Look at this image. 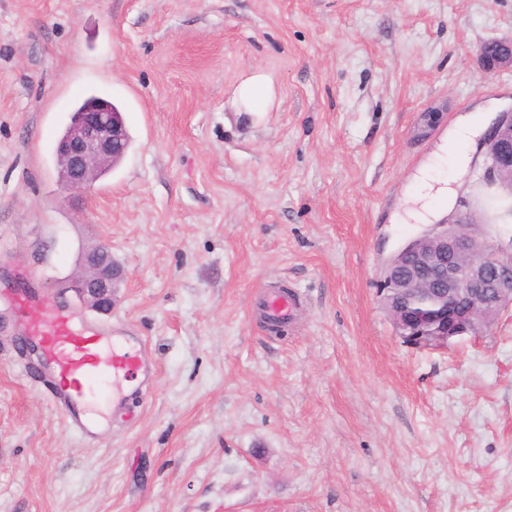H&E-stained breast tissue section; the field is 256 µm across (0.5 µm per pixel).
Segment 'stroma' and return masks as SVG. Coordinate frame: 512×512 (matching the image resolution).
<instances>
[{"instance_id":"stroma-1","label":"stroma","mask_w":512,"mask_h":512,"mask_svg":"<svg viewBox=\"0 0 512 512\" xmlns=\"http://www.w3.org/2000/svg\"><path fill=\"white\" fill-rule=\"evenodd\" d=\"M512 0H0V512H512V310L415 348L378 293L427 224L403 202L458 116L512 107ZM255 73L268 105L235 95ZM131 138L85 194L56 143L77 102ZM443 110L416 139L420 114ZM124 270L78 321L145 341L156 379L72 432L13 341L10 285L57 295L83 251ZM300 296L269 332V287ZM489 46L495 45L494 41L488 42ZM498 44L503 46L505 49L491 54L488 47H481L480 49V61L483 69L486 72H492L498 69L510 68L512 69V43L511 41H497Z\"/></svg>"}]
</instances>
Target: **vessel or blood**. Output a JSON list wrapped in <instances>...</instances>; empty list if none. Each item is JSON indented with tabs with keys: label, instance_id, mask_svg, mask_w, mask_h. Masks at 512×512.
Listing matches in <instances>:
<instances>
[{
	"label": "vessel or blood",
	"instance_id": "b4317fda",
	"mask_svg": "<svg viewBox=\"0 0 512 512\" xmlns=\"http://www.w3.org/2000/svg\"><path fill=\"white\" fill-rule=\"evenodd\" d=\"M17 312L23 340L36 343L49 365L45 392L81 436L93 438L94 430L79 409L103 384L123 397L143 399L156 370L145 359L142 342L119 331L76 325L73 315L48 296L19 300Z\"/></svg>",
	"mask_w": 512,
	"mask_h": 512
}]
</instances>
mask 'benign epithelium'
Segmentation results:
<instances>
[{"label": "benign epithelium", "instance_id": "7a95c632", "mask_svg": "<svg viewBox=\"0 0 512 512\" xmlns=\"http://www.w3.org/2000/svg\"><path fill=\"white\" fill-rule=\"evenodd\" d=\"M492 54L480 49L487 72L512 69V43ZM128 135L117 111L98 99L74 112L57 142L58 173L69 190L90 189L104 171L126 154ZM490 178L512 169V109L498 114L483 144ZM123 270L102 246L85 251L76 275L59 285L81 305L108 314L116 305ZM383 302L398 335L416 347H446L464 335L488 328L512 307V244L495 246L481 239L478 224L451 215L401 245L386 261L381 282ZM415 293L431 299L437 314L426 321L408 314Z\"/></svg>", "mask_w": 512, "mask_h": 512}]
</instances>
